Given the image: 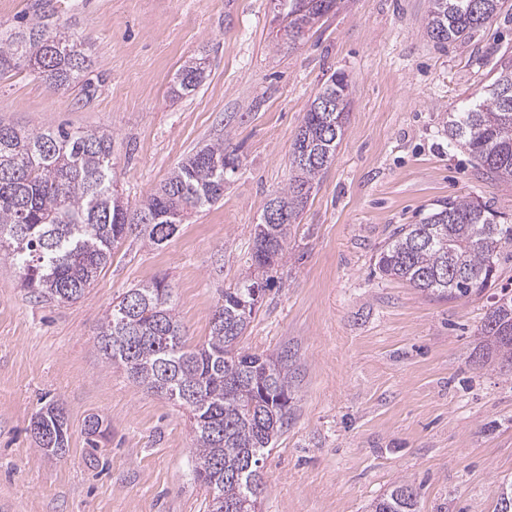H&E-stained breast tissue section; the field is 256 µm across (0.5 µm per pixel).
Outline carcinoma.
<instances>
[{"mask_svg":"<svg viewBox=\"0 0 512 512\" xmlns=\"http://www.w3.org/2000/svg\"><path fill=\"white\" fill-rule=\"evenodd\" d=\"M288 9V36L274 45L294 46L337 0H300ZM500 10V0H428L426 29L443 46L466 39ZM49 86L68 88L88 69V55L65 29L43 17L31 19L0 40V77L29 67ZM205 79L204 61L179 69L175 97L193 93ZM349 83L334 75L310 105L292 142L294 175L273 199L286 207L288 223L254 227L253 274L224 290L209 335L192 345L175 312L172 288L154 278L125 291L96 328L105 361L127 379L186 410L192 422L195 475L209 493V512H241L263 481L264 456L288 426L291 376L286 354L249 353L239 347L251 322L237 307L252 301V287L268 286L266 269L282 259L290 225L309 192L335 159L343 135ZM448 140L468 151L486 177L512 183V64L500 66L483 94L450 114ZM234 152L217 141L190 154L138 207L119 202L112 136L60 126L41 132L0 122V256L15 261L21 286L45 302L80 299L112 258L135 235L150 245L172 238L192 214L223 199ZM512 244V225L496 211L469 200L432 209L418 224H402L380 248V276L409 283L448 300L482 293L495 283L502 250ZM482 361L512 365V295L502 294L485 316ZM84 426L86 443L98 447L109 424L99 415ZM43 454L68 448L63 406L50 402L32 421ZM416 495L396 483L372 504V512H415Z\"/></svg>","mask_w":512,"mask_h":512,"instance_id":"cac0c4a2","label":"carcinoma"}]
</instances>
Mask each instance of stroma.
<instances>
[{
  "mask_svg": "<svg viewBox=\"0 0 512 512\" xmlns=\"http://www.w3.org/2000/svg\"><path fill=\"white\" fill-rule=\"evenodd\" d=\"M428 0H340L295 48L274 46L270 0H0V32L37 14L82 42L92 65L55 90L20 71L0 78V120L30 131L67 123L113 137L125 201L144 200L193 150L224 140L238 167L224 198L166 243L122 241L84 297L36 300L0 259V512H208L185 411L105 363L95 328L128 288L173 289L192 341L224 289L252 270L253 229L291 174L293 138L332 74L349 82L334 162L292 225L286 251L240 341L288 352L292 409L263 470L260 512H370L394 483L417 512H496L512 481V374L473 360L501 288L460 300L380 278L374 260L398 225L466 198L512 225V184L451 146L448 116L512 59V0L462 41L437 46ZM203 55L192 94L171 89ZM62 402L69 447L37 451L31 420ZM111 423L97 451L89 415Z\"/></svg>",
  "mask_w": 512,
  "mask_h": 512,
  "instance_id": "stroma-1",
  "label": "stroma"
}]
</instances>
